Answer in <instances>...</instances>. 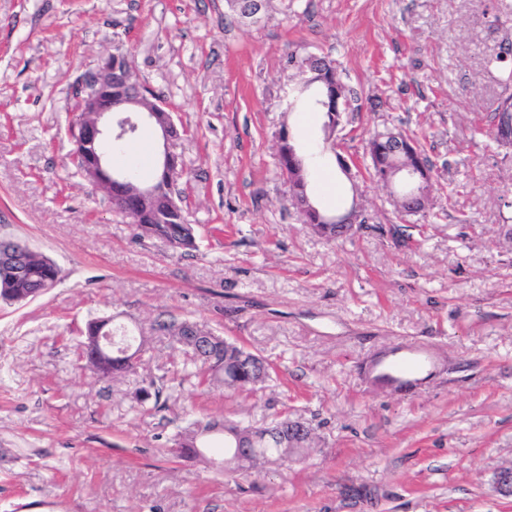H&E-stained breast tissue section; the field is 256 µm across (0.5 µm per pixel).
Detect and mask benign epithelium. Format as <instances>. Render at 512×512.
<instances>
[{
  "label": "benign epithelium",
  "instance_id": "7a95c632",
  "mask_svg": "<svg viewBox=\"0 0 512 512\" xmlns=\"http://www.w3.org/2000/svg\"><path fill=\"white\" fill-rule=\"evenodd\" d=\"M75 100L80 122L74 134L73 159L83 162L84 178L93 186L104 190L112 203L126 211L127 219H133L131 200L141 201L162 194L158 178L148 180L130 179L126 174L112 170L102 151L108 139H120L138 130L139 123L151 124L163 140L162 168L178 163L171 150L174 141L180 138V130L168 104L158 95L132 81L131 71L120 63L117 53L105 55L97 68L87 71L86 76L75 87ZM325 109L340 112L346 102L336 93V86L328 87L321 102ZM496 133L505 146L512 145V113L507 109L499 112ZM392 153L401 158L393 170V176L414 186L409 194L393 193L391 200L395 211H415L426 193L424 186L430 173L423 163H413L410 157L416 154L413 146L397 135L389 136ZM368 218L362 206L355 203L344 213L321 217V223L312 226L317 233H332L344 238L364 229ZM32 249L23 244L8 241L0 244V270L6 282L13 283L23 277L27 267V256ZM110 318L97 320L102 332L95 336L97 357L112 358V336L108 326ZM309 428L290 423L281 430L276 439L283 445H292L296 439L307 434Z\"/></svg>",
  "mask_w": 512,
  "mask_h": 512
}]
</instances>
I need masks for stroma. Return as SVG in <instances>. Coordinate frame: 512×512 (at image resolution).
<instances>
[{"instance_id": "35a3bbf8", "label": "stroma", "mask_w": 512, "mask_h": 512, "mask_svg": "<svg viewBox=\"0 0 512 512\" xmlns=\"http://www.w3.org/2000/svg\"><path fill=\"white\" fill-rule=\"evenodd\" d=\"M512 44V0H269L245 24L225 0H0V238L60 269L36 299L0 305V512H512V154L488 118L487 57ZM170 106L172 149L199 248L138 238L76 173L71 87L115 47ZM335 61L358 111L335 141L289 109L297 61ZM313 155L324 211L360 201L370 230L329 242L288 203L282 128ZM415 136L437 190L402 218L362 161L369 131ZM186 317L276 366L256 394L201 391L159 314ZM146 339L135 373L96 380L88 320ZM427 346L415 393L381 389L371 361ZM165 384L160 403L142 401ZM319 446L278 474H227L176 456L201 416L263 426L279 414Z\"/></svg>"}]
</instances>
